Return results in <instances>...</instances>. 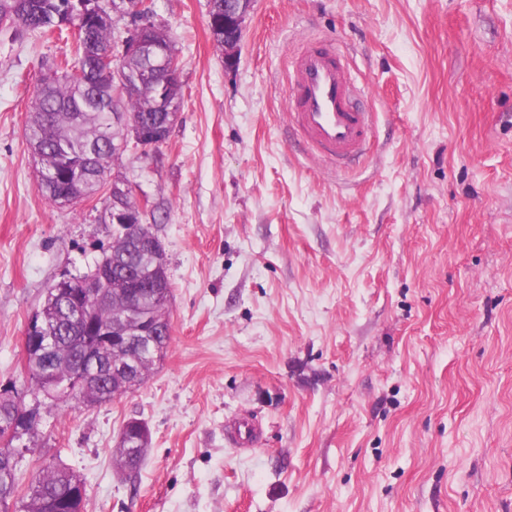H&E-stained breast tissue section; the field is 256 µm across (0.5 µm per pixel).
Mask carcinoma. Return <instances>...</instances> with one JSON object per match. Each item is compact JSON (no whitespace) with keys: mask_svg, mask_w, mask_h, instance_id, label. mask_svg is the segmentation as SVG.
I'll return each instance as SVG.
<instances>
[{"mask_svg":"<svg viewBox=\"0 0 512 512\" xmlns=\"http://www.w3.org/2000/svg\"><path fill=\"white\" fill-rule=\"evenodd\" d=\"M75 0H0V19L18 15L22 23L15 32H39L62 36L74 24ZM83 36L77 41L73 58L64 60L52 74L45 76L34 91L26 125L29 146L42 153L41 162L58 161L56 171L42 174L38 187L44 199L60 205L61 199L77 201L91 198L110 188L112 160V113L123 112L134 123L154 119L162 112L181 111L184 105L183 85L163 83V76L151 67L149 60L132 59L128 70L134 90L114 89L100 79L104 53L112 47V22L95 20V11H85L84 23L79 25ZM140 270L156 279L168 280L167 264H154L146 257L137 261ZM112 296L103 304L95 294H88L84 306L101 321L115 322L124 317L129 301L123 269L114 268L108 280ZM142 304L151 317L163 324L164 335L147 347L102 345L96 350L98 374L87 381L86 405L109 403L134 390L126 378L112 375V366L135 363L138 366L137 385L148 378L153 366L164 359L170 343L168 306L155 298L152 290L143 291ZM48 329L56 342L47 359L29 355L23 377L24 389L35 390L64 407L78 400L70 394L51 395L50 386L64 387L79 370V355L69 338L73 321L65 313L62 300L47 297L42 306ZM13 411L17 426L29 434L31 420L25 419V408L20 399H0V412ZM130 423H125L116 453L117 466L128 474L141 468L151 437L144 438L136 447H127L125 436L130 434ZM20 460L11 455V445L0 441V503L17 499L19 492L18 466ZM81 479L66 469L42 470L28 487L24 512H79L73 499L75 483Z\"/></svg>","mask_w":512,"mask_h":512,"instance_id":"1","label":"carcinoma"}]
</instances>
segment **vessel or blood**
<instances>
[{"label":"vessel or blood","mask_w":512,"mask_h":512,"mask_svg":"<svg viewBox=\"0 0 512 512\" xmlns=\"http://www.w3.org/2000/svg\"><path fill=\"white\" fill-rule=\"evenodd\" d=\"M356 92L331 43L308 45L291 63L289 118L325 161L340 164L361 155L371 138V117Z\"/></svg>","instance_id":"vessel-or-blood-1"}]
</instances>
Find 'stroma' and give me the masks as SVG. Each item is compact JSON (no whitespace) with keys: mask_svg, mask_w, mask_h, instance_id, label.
Segmentation results:
<instances>
[{"mask_svg":"<svg viewBox=\"0 0 512 512\" xmlns=\"http://www.w3.org/2000/svg\"><path fill=\"white\" fill-rule=\"evenodd\" d=\"M153 5L185 104L111 175L168 213L170 344L107 404L24 392L20 490L61 466L87 512H512V0H254L231 70L208 0ZM321 40L373 114L347 166L288 125V63ZM71 50L0 28V396L48 288L115 233L102 199L47 203L24 135ZM133 417L152 444L130 477ZM132 419L136 418L129 419L123 426L120 443L117 447L116 453L117 466L121 470L127 472L129 475L135 474L139 471L147 456L148 450L151 447V434L150 436L144 438L138 445H136L135 448L127 447L124 437L125 435H131L129 428Z\"/></svg>","mask_w":512,"mask_h":512,"instance_id":"1","label":"stroma"}]
</instances>
